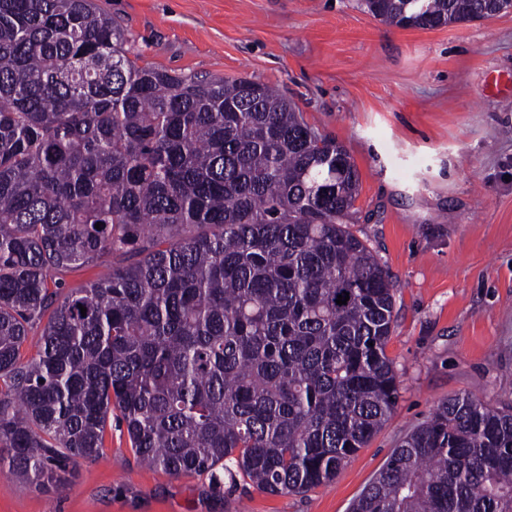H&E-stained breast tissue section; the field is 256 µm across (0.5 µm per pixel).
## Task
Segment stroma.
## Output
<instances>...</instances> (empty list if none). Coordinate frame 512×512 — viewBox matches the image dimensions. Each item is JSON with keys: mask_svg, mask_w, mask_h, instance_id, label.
Returning a JSON list of instances; mask_svg holds the SVG:
<instances>
[{"mask_svg": "<svg viewBox=\"0 0 512 512\" xmlns=\"http://www.w3.org/2000/svg\"><path fill=\"white\" fill-rule=\"evenodd\" d=\"M131 52L177 73L279 89L360 174L354 228L397 288L383 427L336 478L271 495L136 459L111 419L64 492L0 466V512H351L401 439L448 398L512 406V11L399 28L359 0H96Z\"/></svg>", "mask_w": 512, "mask_h": 512, "instance_id": "stroma-1", "label": "stroma"}]
</instances>
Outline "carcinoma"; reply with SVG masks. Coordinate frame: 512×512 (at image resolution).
Masks as SVG:
<instances>
[{
	"mask_svg": "<svg viewBox=\"0 0 512 512\" xmlns=\"http://www.w3.org/2000/svg\"><path fill=\"white\" fill-rule=\"evenodd\" d=\"M361 4L422 29L503 6ZM126 44L92 0H0V461L58 481L117 411L147 465L326 484L399 398L396 288L353 230L358 169L273 88ZM353 512H512V411L443 402Z\"/></svg>",
	"mask_w": 512,
	"mask_h": 512,
	"instance_id": "obj_1",
	"label": "carcinoma"
}]
</instances>
